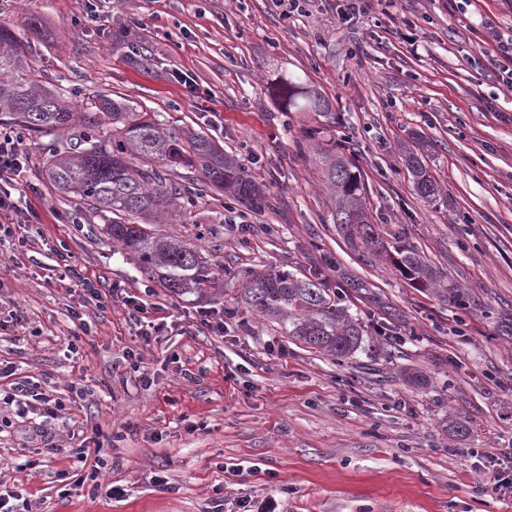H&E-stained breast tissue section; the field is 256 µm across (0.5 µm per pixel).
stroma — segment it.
<instances>
[{
    "instance_id": "obj_1",
    "label": "stroma",
    "mask_w": 512,
    "mask_h": 512,
    "mask_svg": "<svg viewBox=\"0 0 512 512\" xmlns=\"http://www.w3.org/2000/svg\"><path fill=\"white\" fill-rule=\"evenodd\" d=\"M87 0H0V23L34 16L40 80L80 105L128 98L167 124L202 131L265 191L254 210L199 185L161 234L211 256L205 298L170 295L103 234L100 217L65 201L42 171L47 139L29 142L23 178L37 192L44 241L0 242V398L29 378L61 398V419L42 424L71 445V429L104 448L98 481L68 492L52 457L27 469L35 442L20 417L0 429V482L22 488L43 512H237L243 499L275 498L281 512H512V342L482 313L456 325L448 303L413 288L388 260L348 247L330 216L315 147L355 160L367 208L384 239L405 240L495 307L512 306V95L489 54L512 41V0H376L345 23L336 0H113L104 27L86 21ZM184 73L187 86L174 79ZM320 92L327 112L285 109L275 84ZM441 192L414 191L404 148L412 133ZM70 261L102 287L155 304L162 328L150 342L120 303L87 308L54 280ZM336 270L327 285L359 317L383 313L343 277L364 280L403 322L369 333L337 359L282 336L240 304L246 271L312 272L320 254ZM224 317L225 336L200 322ZM17 315L9 323V315ZM137 350L132 370L128 350ZM423 374L425 389L411 376ZM81 382L83 395L71 391ZM465 421L455 434L448 424ZM239 464V476L224 465ZM166 480L158 487L157 478ZM124 496L108 498V484Z\"/></svg>"
}]
</instances>
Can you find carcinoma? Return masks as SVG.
<instances>
[{
  "label": "carcinoma",
  "mask_w": 512,
  "mask_h": 512,
  "mask_svg": "<svg viewBox=\"0 0 512 512\" xmlns=\"http://www.w3.org/2000/svg\"><path fill=\"white\" fill-rule=\"evenodd\" d=\"M38 33L34 17L24 22L20 32L0 23V124L13 125L32 138L55 141L43 161L46 177L64 199L105 219V234L136 260L141 273L158 279L174 296H204L213 277L202 248L149 228L175 200L185 197L191 202L196 195L194 188L170 178V171L187 169L200 182L256 209L266 205V196L246 169L203 131L165 125L132 100L100 96L82 107H70L61 89L35 80L29 50L30 37ZM279 88L287 107H299L301 99L313 111L324 107L316 90L287 78L279 80ZM412 140L415 147L408 149L406 163L414 190L432 201L439 188L423 157L429 142L419 133ZM317 155L334 200L332 223L352 249L370 248L373 256L390 260L414 287L433 292L462 313L483 307L476 294L411 246L393 245L380 237L366 212L361 173L336 147H322ZM346 284L384 308L364 281L348 276ZM241 303L276 323L281 335L338 359L352 355L366 333L362 319L350 314L336 289L326 287L316 274L251 272Z\"/></svg>",
  "instance_id": "carcinoma-1"
}]
</instances>
